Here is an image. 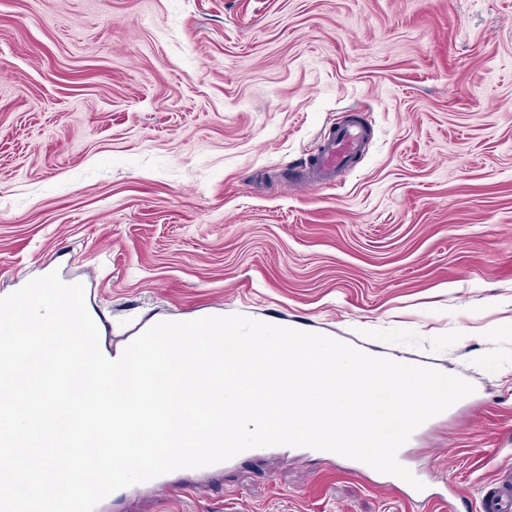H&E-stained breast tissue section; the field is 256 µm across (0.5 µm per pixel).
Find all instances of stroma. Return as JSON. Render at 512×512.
Listing matches in <instances>:
<instances>
[{"mask_svg": "<svg viewBox=\"0 0 512 512\" xmlns=\"http://www.w3.org/2000/svg\"><path fill=\"white\" fill-rule=\"evenodd\" d=\"M358 116L363 155L297 186ZM83 283L105 349L241 314L474 385L407 449L512 468V0H0V296ZM106 512H446L307 448Z\"/></svg>", "mask_w": 512, "mask_h": 512, "instance_id": "35a3bbf8", "label": "stroma"}]
</instances>
